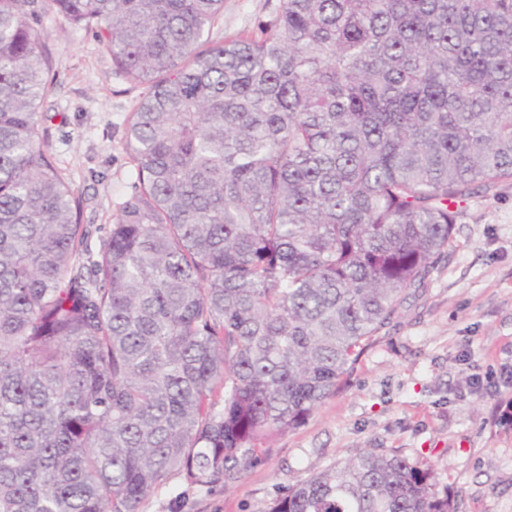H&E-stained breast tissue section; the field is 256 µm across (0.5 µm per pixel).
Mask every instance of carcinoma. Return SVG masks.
Masks as SVG:
<instances>
[{"instance_id": "obj_1", "label": "carcinoma", "mask_w": 512, "mask_h": 512, "mask_svg": "<svg viewBox=\"0 0 512 512\" xmlns=\"http://www.w3.org/2000/svg\"><path fill=\"white\" fill-rule=\"evenodd\" d=\"M36 0H0V512H138L228 489L304 425L512 179V0H48L146 93L133 192L92 243L44 147ZM267 512H457L381 448ZM279 0H224V14L205 34L206 46L244 36L261 38L270 33Z\"/></svg>"}]
</instances>
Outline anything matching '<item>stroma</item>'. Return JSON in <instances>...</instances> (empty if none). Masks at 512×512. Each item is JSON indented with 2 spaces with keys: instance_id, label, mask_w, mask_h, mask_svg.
Wrapping results in <instances>:
<instances>
[{
  "instance_id": "stroma-1",
  "label": "stroma",
  "mask_w": 512,
  "mask_h": 512,
  "mask_svg": "<svg viewBox=\"0 0 512 512\" xmlns=\"http://www.w3.org/2000/svg\"><path fill=\"white\" fill-rule=\"evenodd\" d=\"M279 0H224L208 45L270 32ZM52 57L39 107L45 145L83 201L94 238L131 192L125 120L145 93L116 74L95 31L72 27L40 0L35 23ZM448 253L425 288L350 365L307 422L273 439L231 488L200 491L174 478L138 512H266L282 486L367 448L393 449L432 469L458 512H512V180L460 205Z\"/></svg>"
}]
</instances>
